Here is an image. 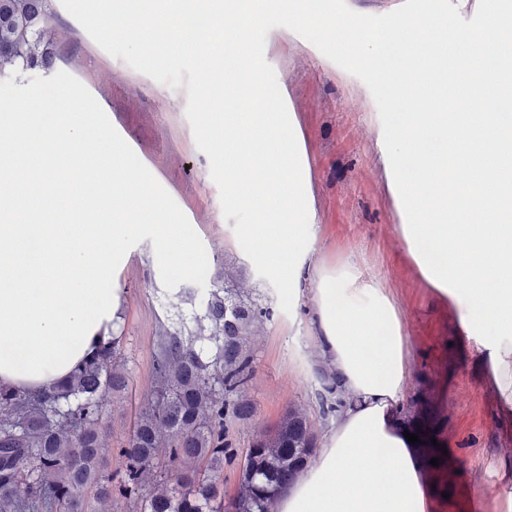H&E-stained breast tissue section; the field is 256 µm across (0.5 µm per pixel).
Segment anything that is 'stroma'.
<instances>
[{
	"mask_svg": "<svg viewBox=\"0 0 512 512\" xmlns=\"http://www.w3.org/2000/svg\"><path fill=\"white\" fill-rule=\"evenodd\" d=\"M441 4L453 28L476 31L488 21L486 0ZM411 9L410 0H323L321 17L306 22L269 10L250 31L248 56L258 83L272 81L290 97L277 125L300 160L294 190L303 222L316 228V262L332 267L355 257L397 301L412 347L399 416L437 439L455 463L433 486L444 497L441 512H497L507 487L503 475L512 467V419L501 414L472 340L458 334L453 312L439 304L405 252L399 226L407 211L389 192V167L377 142V118L394 133L401 113L415 103L363 67L355 52L337 50L326 32V19L339 14L358 31L393 24ZM110 20L120 31L108 37ZM139 23L120 0H52V70L89 90L175 200L205 247L209 273L223 271L225 287L269 311L246 335L253 376L239 396L253 413L227 418L233 448L244 452L256 432L276 427L291 410L305 413L322 435L329 421L318 397L310 304L289 302L287 288L256 261L255 244L236 241L238 225L256 217L228 201L229 180L211 133L224 122V105L204 95L217 74L235 64H207L173 49L146 62L128 34ZM113 286L123 308L114 333L128 386L105 408L103 465L117 475L124 470L118 450L151 390L158 325L174 293L162 283L148 238L129 250Z\"/></svg>",
	"mask_w": 512,
	"mask_h": 512,
	"instance_id": "1",
	"label": "stroma"
}]
</instances>
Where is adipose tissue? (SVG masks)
Masks as SVG:
<instances>
[{"label":"adipose tissue","instance_id":"obj_1","mask_svg":"<svg viewBox=\"0 0 512 512\" xmlns=\"http://www.w3.org/2000/svg\"><path fill=\"white\" fill-rule=\"evenodd\" d=\"M273 4L180 0L161 39L195 55L228 46L239 59L237 91L214 138L224 146L226 171L260 174L232 182L229 202L279 221L239 225L237 237L256 244L257 261L287 286L291 301L310 291L317 356L349 401L332 418L314 463L279 492L276 510L439 512L428 479L434 451L405 439L409 425L397 413L410 347L396 300L356 262L314 263L315 232L302 223V203L290 190L297 156L287 138H274L275 115L244 63L248 31ZM229 14L236 19L231 26L224 22ZM329 30L362 47L363 64L380 78L402 74L399 91L416 101L401 116L400 135L379 142L391 165L389 188L412 216L401 237L421 277L481 348L503 410H512V118L497 111L498 88L486 77L491 68L512 71V13L494 12L465 39L435 5L427 16L377 33H346L338 20ZM441 63L455 75L443 95L479 93L484 111L447 112L443 96L428 94ZM462 166L467 183L449 189V170ZM84 198L95 201L98 223H72ZM47 203L55 223H31ZM148 204L134 175L118 166L104 195L96 178L63 181L48 165L0 189V241L10 245L0 252V387L52 389L109 340L121 302L114 289L99 287L88 258L134 233L117 206ZM300 241L306 248L298 254Z\"/></svg>","mask_w":512,"mask_h":512}]
</instances>
